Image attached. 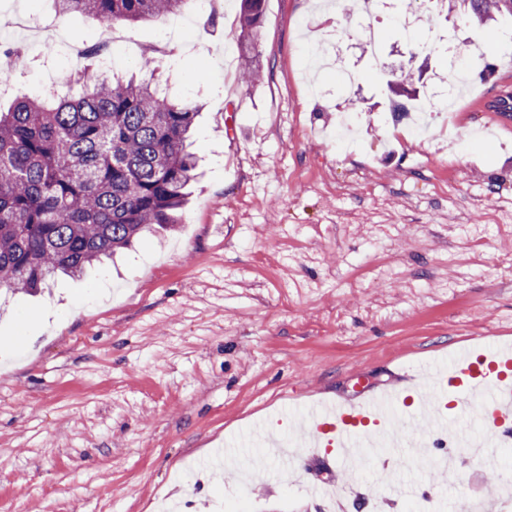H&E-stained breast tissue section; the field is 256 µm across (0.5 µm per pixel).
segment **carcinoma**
I'll return each mask as SVG.
<instances>
[{"mask_svg":"<svg viewBox=\"0 0 512 512\" xmlns=\"http://www.w3.org/2000/svg\"><path fill=\"white\" fill-rule=\"evenodd\" d=\"M59 16L91 15L114 26L164 22L195 0H52ZM265 0H242L241 81L261 77L255 38ZM478 26L512 17V0H450ZM91 50L74 94L32 93L0 109V293L36 291L61 273L124 249L143 232L179 223L197 176L187 138L198 107L145 79H108ZM391 111L417 99L412 79L386 80Z\"/></svg>","mask_w":512,"mask_h":512,"instance_id":"1","label":"carcinoma"}]
</instances>
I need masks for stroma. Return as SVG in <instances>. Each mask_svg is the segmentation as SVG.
<instances>
[{
    "label": "stroma",
    "instance_id": "obj_1",
    "mask_svg": "<svg viewBox=\"0 0 512 512\" xmlns=\"http://www.w3.org/2000/svg\"><path fill=\"white\" fill-rule=\"evenodd\" d=\"M240 0H224L159 56L154 82L202 107L191 134L199 178L174 232L0 301V512H328L298 477L273 468L244 484L210 461L251 433L292 429L307 401L387 381L464 346L512 344V114L488 101L512 91V22L479 27L414 0L417 21L379 15L389 69L411 67L428 31L477 54L474 83L426 131L412 115L360 112L338 148L334 105L382 103L385 72L363 53L357 14L336 0H266L257 42L263 80L240 83ZM342 32L356 85L311 92L303 47ZM116 73H137L161 39L129 24ZM19 75L75 64L50 43ZM239 103L238 131L225 121ZM409 494L433 487L440 512L499 497L512 448L462 458L453 480L430 452L391 448Z\"/></svg>",
    "mask_w": 512,
    "mask_h": 512
}]
</instances>
